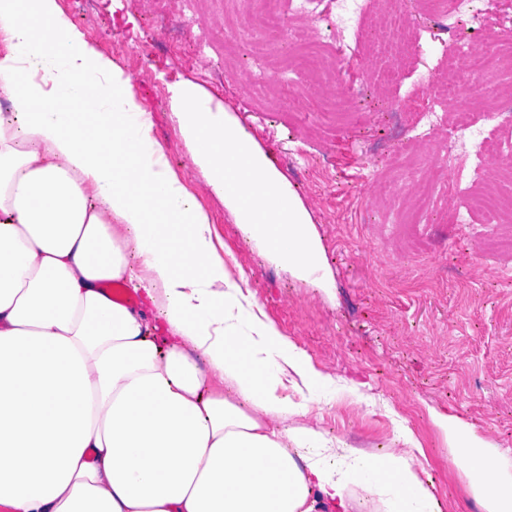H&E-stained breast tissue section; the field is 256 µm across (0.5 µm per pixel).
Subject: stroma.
<instances>
[{
  "mask_svg": "<svg viewBox=\"0 0 512 512\" xmlns=\"http://www.w3.org/2000/svg\"><path fill=\"white\" fill-rule=\"evenodd\" d=\"M254 7L253 0H167L168 18L186 16L192 25L163 32L146 23L142 0H111L112 37L136 26L141 44L106 57L151 112L171 169L208 213L217 249L231 254V278H246L266 315L317 371L360 383L359 399L316 406L305 424L370 453L407 427L428 460L443 512H481L432 416L447 415L512 454V247L488 248L496 231L485 224L395 223L392 204L373 192L375 182H392L409 198L429 181L424 150L441 133L408 114L405 94L414 69L441 64L440 45L428 40L433 25L420 22L422 55L390 61L391 79L370 64L350 73L359 99L391 103V111L359 112L348 99L307 116L281 97L286 63L261 41L227 42L210 63L194 54L197 37L215 29L225 11L242 16ZM246 51L264 55L267 84L248 112L240 104L250 80L239 62ZM179 86L225 111L297 192L319 250L321 284L249 242L178 132L170 98Z\"/></svg>",
  "mask_w": 512,
  "mask_h": 512,
  "instance_id": "1",
  "label": "stroma"
}]
</instances>
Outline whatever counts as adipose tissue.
<instances>
[{
	"instance_id": "obj_1",
	"label": "adipose tissue",
	"mask_w": 512,
	"mask_h": 512,
	"mask_svg": "<svg viewBox=\"0 0 512 512\" xmlns=\"http://www.w3.org/2000/svg\"><path fill=\"white\" fill-rule=\"evenodd\" d=\"M1 43L0 506L440 512L408 429L371 454L296 424L356 398L355 384L317 372L228 276L151 113L57 0H0ZM67 88L95 138L61 111ZM173 220L191 240L176 269L156 234ZM238 338L244 362L229 348ZM291 374L306 389L297 402L277 393ZM434 421L484 512H512V455Z\"/></svg>"
}]
</instances>
